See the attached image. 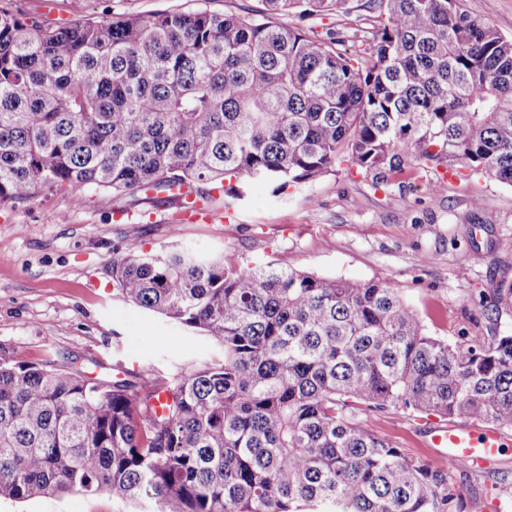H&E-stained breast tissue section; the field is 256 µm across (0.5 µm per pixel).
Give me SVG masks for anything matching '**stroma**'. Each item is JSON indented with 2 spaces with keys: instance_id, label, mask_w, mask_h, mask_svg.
Segmentation results:
<instances>
[{
  "instance_id": "35a3bbf8",
  "label": "stroma",
  "mask_w": 512,
  "mask_h": 512,
  "mask_svg": "<svg viewBox=\"0 0 512 512\" xmlns=\"http://www.w3.org/2000/svg\"><path fill=\"white\" fill-rule=\"evenodd\" d=\"M23 8L62 23L162 11L247 14L263 0H21ZM362 12L347 16H283L318 40L350 34ZM434 174L406 157L381 184L336 170L288 198L254 186L234 209L178 221L174 203L140 195L66 188L24 204H0V359L47 368L76 367L101 380L138 381L145 372L172 380L221 352L200 330L127 302L112 282V260L129 250L153 254L178 244L223 254L245 266L271 261L322 277L392 282L434 336L512 334V312L492 316L491 289L512 281V186L485 176L453 177L439 195ZM144 214L117 219L118 208ZM494 223H485L486 215ZM368 426L406 455L435 459L427 431L433 420L404 412L367 413ZM486 472L458 469L453 482L465 512H484L487 496L512 512V429ZM103 493L18 502L0 512H149Z\"/></svg>"
}]
</instances>
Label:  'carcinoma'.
Instances as JSON below:
<instances>
[{
    "label": "carcinoma",
    "instance_id": "1",
    "mask_svg": "<svg viewBox=\"0 0 512 512\" xmlns=\"http://www.w3.org/2000/svg\"><path fill=\"white\" fill-rule=\"evenodd\" d=\"M0 0V204L87 187L228 210L347 162L447 161L512 186V38L464 0H263L51 25ZM370 13L369 57L278 22ZM133 304L223 359L168 383L0 359V498L108 493L151 512H463L441 468L369 411L512 428V335L450 342L393 284L252 267L187 247L112 260ZM512 311V282L491 288Z\"/></svg>",
    "mask_w": 512,
    "mask_h": 512
}]
</instances>
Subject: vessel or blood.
Masks as SVG:
<instances>
[{
    "label": "vessel or blood",
    "mask_w": 512,
    "mask_h": 512,
    "mask_svg": "<svg viewBox=\"0 0 512 512\" xmlns=\"http://www.w3.org/2000/svg\"><path fill=\"white\" fill-rule=\"evenodd\" d=\"M429 436L433 447L446 449L448 461L473 469L492 464L503 447L500 428L476 420L433 424Z\"/></svg>",
    "instance_id": "b4317fda"
}]
</instances>
